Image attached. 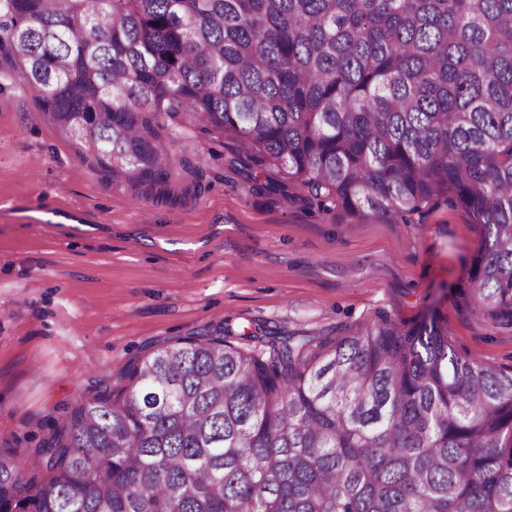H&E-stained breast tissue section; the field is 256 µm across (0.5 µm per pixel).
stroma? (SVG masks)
<instances>
[{
    "instance_id": "35a3bbf8",
    "label": "stroma",
    "mask_w": 512,
    "mask_h": 512,
    "mask_svg": "<svg viewBox=\"0 0 512 512\" xmlns=\"http://www.w3.org/2000/svg\"><path fill=\"white\" fill-rule=\"evenodd\" d=\"M226 137L188 128L196 198L135 199L0 75V446L26 459L52 420L136 357L221 322L299 336L438 312L455 349L512 370V325L471 299L482 227L434 205L416 224H346L300 190L262 194Z\"/></svg>"
}]
</instances>
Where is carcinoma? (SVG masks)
<instances>
[{
	"label": "carcinoma",
	"mask_w": 512,
	"mask_h": 512,
	"mask_svg": "<svg viewBox=\"0 0 512 512\" xmlns=\"http://www.w3.org/2000/svg\"><path fill=\"white\" fill-rule=\"evenodd\" d=\"M0 61L150 192L198 187L192 127L349 224L465 208L474 300L512 324V0H0ZM0 512H512V373L434 314L192 333L0 450Z\"/></svg>",
	"instance_id": "carcinoma-1"
}]
</instances>
